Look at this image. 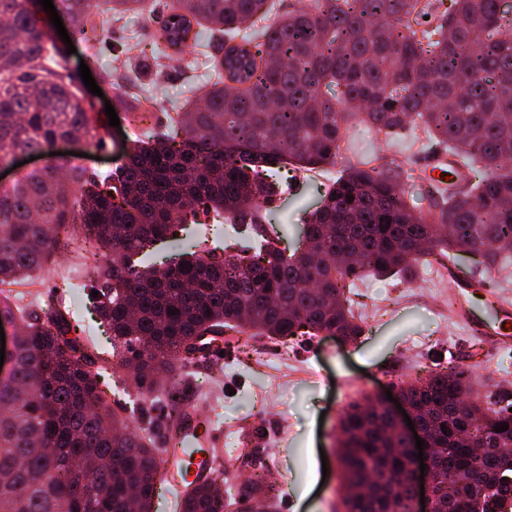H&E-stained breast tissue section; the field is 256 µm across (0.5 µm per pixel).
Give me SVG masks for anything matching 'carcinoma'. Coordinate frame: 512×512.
<instances>
[{
	"mask_svg": "<svg viewBox=\"0 0 512 512\" xmlns=\"http://www.w3.org/2000/svg\"><path fill=\"white\" fill-rule=\"evenodd\" d=\"M268 2L170 0L147 13L159 46L116 59L105 78L124 88L201 44L211 74L200 101L163 113L161 131L114 173L58 158L0 188V323L16 329L11 382L0 386V512H151L165 490L159 457L177 442L156 433L147 400L204 336L353 342L363 327L348 293L366 273L430 256L455 265L461 253L488 270L512 261V40L497 0H303L272 22ZM61 4L89 64L123 44L112 18L145 10V0ZM352 118L393 141L420 132V150L448 153L463 175L418 174L431 204L417 215L396 159L353 155L288 255L283 233L269 231L273 203L301 169L336 162ZM107 138L35 13L0 0V166L60 140L104 150ZM236 138L251 151H226ZM75 224L79 237L66 232ZM62 251L93 263L101 288L90 307L125 346L121 366L140 391L130 411L103 397L66 292L43 308L4 304L56 274ZM397 389L429 436L438 512H499L512 499V401L467 399L453 357ZM340 425L345 506L408 512L407 441L380 400L350 405ZM232 490L213 478L181 512H224ZM275 492L258 475L247 496L274 512Z\"/></svg>",
	"mask_w": 512,
	"mask_h": 512,
	"instance_id": "obj_1",
	"label": "carcinoma"
}]
</instances>
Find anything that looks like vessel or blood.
Masks as SVG:
<instances>
[{"label":"vessel or blood","mask_w":512,"mask_h":512,"mask_svg":"<svg viewBox=\"0 0 512 512\" xmlns=\"http://www.w3.org/2000/svg\"><path fill=\"white\" fill-rule=\"evenodd\" d=\"M461 320L469 334L484 339L488 348L512 344V305L470 306L462 311ZM199 412V405L191 404L169 425L171 433L186 445L185 452L169 453L161 459V474L169 486L170 512H176L191 488L209 481L214 451L224 445L223 423L212 414L200 417Z\"/></svg>","instance_id":"obj_1"}]
</instances>
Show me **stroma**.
<instances>
[{"instance_id": "1", "label": "stroma", "mask_w": 512, "mask_h": 512, "mask_svg": "<svg viewBox=\"0 0 512 512\" xmlns=\"http://www.w3.org/2000/svg\"><path fill=\"white\" fill-rule=\"evenodd\" d=\"M208 71L202 53L166 62L159 78L138 87L149 96L178 105L196 96ZM119 131L106 151L82 159L81 165L101 174L124 162L138 135L152 128L151 114L117 107ZM343 153L397 154L402 162L399 182L412 188L411 174L423 167V154L411 143L392 144L361 125L352 127ZM428 266L414 280L370 277L351 295L355 312L366 317V331L357 343L342 345L329 336H314L280 349L268 339L243 346L225 340L229 354L183 368L173 388L192 402L207 395L220 410L225 448L252 450L258 469L235 467L236 475L258 472L280 490V512H344L338 463L339 421L355 391L374 395L392 382L423 377L435 371L441 357L454 356L466 371L476 400L492 392L512 395V346L491 350L480 346L460 321L461 311L448 305L452 290L447 281L431 283ZM71 306L95 339L93 371L100 388L111 392L112 360L109 333L92 315L80 294ZM324 454L327 476L313 485L307 497L299 492L309 479L308 457Z\"/></svg>"}]
</instances>
